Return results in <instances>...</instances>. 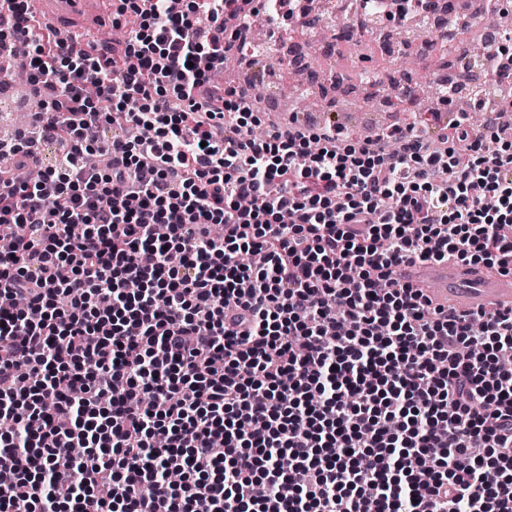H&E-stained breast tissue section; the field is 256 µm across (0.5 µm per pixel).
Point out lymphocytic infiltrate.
<instances>
[{"label":"lymphocytic infiltrate","instance_id":"1","mask_svg":"<svg viewBox=\"0 0 512 512\" xmlns=\"http://www.w3.org/2000/svg\"><path fill=\"white\" fill-rule=\"evenodd\" d=\"M253 3L117 0L106 53L0 0L41 103L0 137V512H512V308L391 279L512 273V134L254 136L211 82ZM393 277L419 288L435 304L453 305L463 311L512 307V275L491 272L484 267L462 266L455 262L404 263Z\"/></svg>","mask_w":512,"mask_h":512}]
</instances>
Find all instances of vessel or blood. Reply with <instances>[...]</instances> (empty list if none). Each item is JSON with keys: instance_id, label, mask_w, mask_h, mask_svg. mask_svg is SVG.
Masks as SVG:
<instances>
[{"instance_id": "vessel-or-blood-1", "label": "vessel or blood", "mask_w": 512, "mask_h": 512, "mask_svg": "<svg viewBox=\"0 0 512 512\" xmlns=\"http://www.w3.org/2000/svg\"><path fill=\"white\" fill-rule=\"evenodd\" d=\"M37 17L43 24L61 31L80 32L88 16L108 20L100 0H36ZM393 276L422 290L435 304L452 305L463 311L512 307V275H502L483 267H468L448 261L405 263Z\"/></svg>"}]
</instances>
